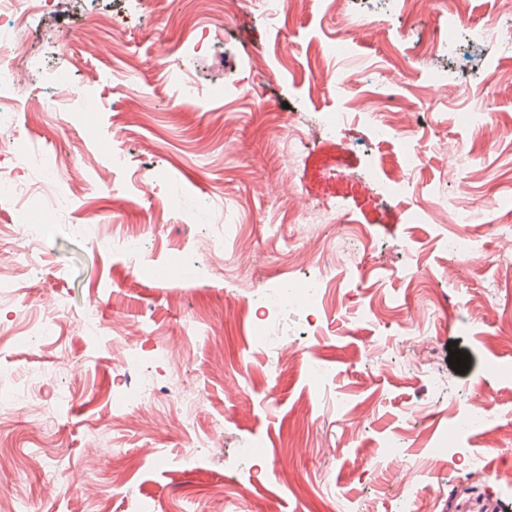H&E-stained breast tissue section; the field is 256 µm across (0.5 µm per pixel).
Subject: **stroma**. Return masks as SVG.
Masks as SVG:
<instances>
[{
	"instance_id": "1",
	"label": "stroma",
	"mask_w": 512,
	"mask_h": 512,
	"mask_svg": "<svg viewBox=\"0 0 512 512\" xmlns=\"http://www.w3.org/2000/svg\"><path fill=\"white\" fill-rule=\"evenodd\" d=\"M112 17L90 53L85 21L94 12ZM380 20V35L359 27ZM188 18L182 42L169 37L170 21ZM512 26L503 0H470L451 26L454 55L424 57L422 45L449 26L444 0H429L415 14L399 0H349L337 14L330 0H306L285 21L268 24L240 0L232 13L187 0H57L56 11L18 53L42 78L15 127L0 137L28 150L50 149L79 163L81 149L106 162L112 146L127 164L114 181L88 178L81 195L62 212L28 211L41 230L35 262L18 276L8 304L0 306V390L20 391L23 405L0 422V506L23 512H135L151 500L155 512H209L211 501H231L233 512H394L397 491L426 481L421 512H482L486 504L512 505V485L494 470L512 466V447L492 449L481 431L457 441L453 457L427 455L434 440L451 436L458 415L475 403L497 411L512 429V380L496 369L512 366V343L494 339L492 316L512 313V280L500 274L496 214L485 217L487 249L481 259L451 257L438 239L457 230L436 219L415 223L417 207L439 197L449 205H475L494 191L512 193L500 173L512 166V51H474L469 29L487 21ZM343 37L347 56L322 54L326 41ZM398 63H391L390 52ZM143 74L127 84V63ZM176 67L202 95L183 101L164 71ZM356 68L371 78L345 96L333 74ZM448 73L446 95L428 89L426 73ZM81 89L82 119L52 112V80ZM387 92L424 113L416 135L423 153L409 197L380 196L373 179L397 171L401 142L378 143L360 115V102ZM480 107L489 134L464 126L461 115ZM325 112L348 113L335 136L321 134ZM473 146V170L455 173L439 146L442 137ZM302 152L292 159V149ZM294 196L317 212L340 205L347 223H303L283 204ZM235 224L227 242L245 274L225 278L210 262L215 225ZM123 233L142 244L143 276L120 251L100 239ZM345 242L362 259L346 267L332 247ZM302 260L289 266L286 245ZM184 258L191 279L175 273ZM345 272L328 284L316 308L283 303L259 316L252 298L270 275L280 281ZM414 266L423 282L410 292L402 277ZM486 297L488 319L459 331L468 296ZM61 302L67 315L40 345L17 346L46 304ZM366 322L355 317L366 308ZM96 309L108 326L136 320L143 376L156 391L172 388L171 363L156 353L172 347L185 385L202 396L194 420L161 400L128 416L116 396L119 349L88 335L82 317ZM414 318L427 333L406 347L401 322ZM467 351L466 373L449 365V345ZM430 363L444 379L436 390L421 370ZM331 369L313 377L315 364ZM44 366L45 391L24 390L21 371ZM221 425L216 447L182 462L196 437ZM401 448L378 471L379 445Z\"/></svg>"
}]
</instances>
